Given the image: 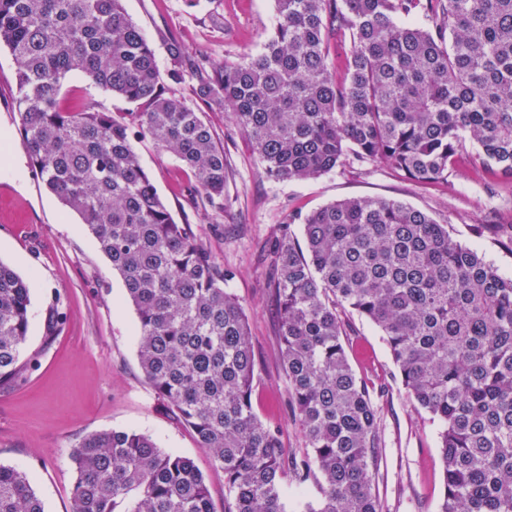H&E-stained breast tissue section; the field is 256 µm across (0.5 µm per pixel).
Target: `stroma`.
<instances>
[{
  "instance_id": "obj_1",
  "label": "stroma",
  "mask_w": 512,
  "mask_h": 512,
  "mask_svg": "<svg viewBox=\"0 0 512 512\" xmlns=\"http://www.w3.org/2000/svg\"><path fill=\"white\" fill-rule=\"evenodd\" d=\"M132 21L155 51L160 72L173 66V48L190 59L237 62L258 53L271 34L274 0H124ZM17 64L0 46V261L32 284V319L23 358L28 370L0 385V464L26 471L45 512H71L75 470L71 455L86 435L134 429L159 448L190 458L205 476L216 512L226 504L224 474L199 448L189 428L158 399L139 366L138 318L121 277L80 217L42 183L25 150L14 109ZM63 101L76 110L129 111L130 105L91 85L78 72L63 83ZM230 160V208L206 215L190 208L192 174L149 141L136 142L141 164L174 220L189 225L220 265L232 269L229 290L248 318L256 369L253 403L260 419L281 427L288 452L302 453L303 435L287 410L278 303L263 256L289 210L309 212L359 196L394 199L429 213L461 242L478 243L500 269L512 273V253L493 238L475 239L477 224L512 223V179L494 194L472 190L476 174L459 161L448 183L422 186L386 166L337 169L312 180L267 178L246 136L225 112H208ZM57 320L46 339L48 320ZM350 365L368 386L383 434L376 490L383 512H437L443 469L437 428L406 397L380 331L349 316Z\"/></svg>"
}]
</instances>
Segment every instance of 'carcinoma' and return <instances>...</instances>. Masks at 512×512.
Wrapping results in <instances>:
<instances>
[{
    "mask_svg": "<svg viewBox=\"0 0 512 512\" xmlns=\"http://www.w3.org/2000/svg\"><path fill=\"white\" fill-rule=\"evenodd\" d=\"M263 51L160 76L123 0H0V45L17 62L15 109L46 188L96 238L138 317L148 384L224 472L225 512H382L369 388L352 370L343 316L380 329L408 398L437 423L438 512H512V274L428 213L355 197L284 218L270 252L289 411L303 453L252 401L248 322L218 265L174 221L133 142L150 139L195 180L192 206L230 207V165L203 119L232 114L266 177L317 178L384 164L445 184L462 150L512 177V0H275ZM349 44L330 65L329 36ZM71 72L132 105L73 112ZM197 78L191 99L173 86ZM301 225L298 242L292 225ZM512 252V224H480ZM30 283L0 262V381L23 370ZM72 512H215L193 461L133 430L74 449ZM318 497L288 510L285 479ZM0 512H44L27 473L0 465Z\"/></svg>",
    "mask_w": 512,
    "mask_h": 512,
    "instance_id": "carcinoma-1",
    "label": "carcinoma"
}]
</instances>
